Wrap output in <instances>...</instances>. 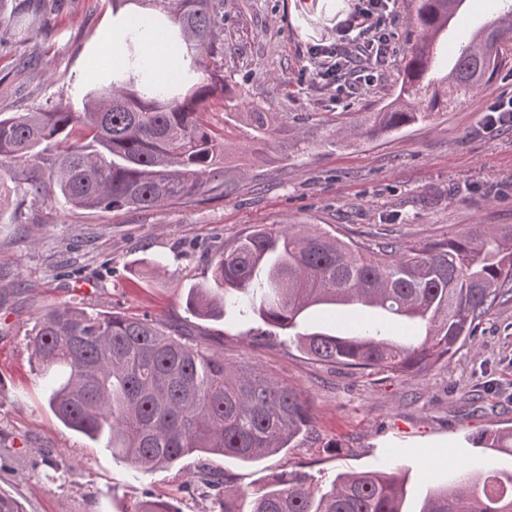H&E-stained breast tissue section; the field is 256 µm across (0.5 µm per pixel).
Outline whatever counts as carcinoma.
I'll use <instances>...</instances> for the list:
<instances>
[{"mask_svg":"<svg viewBox=\"0 0 512 512\" xmlns=\"http://www.w3.org/2000/svg\"><path fill=\"white\" fill-rule=\"evenodd\" d=\"M112 11L135 6L126 31L125 66L90 89L86 111L58 106L0 114V190L23 199L50 198L84 209H153L206 194H224L223 133L204 119L210 100L232 107L224 81V0H110ZM443 0H416L410 53L399 90L352 129L359 138L399 132L448 111L452 99L487 87L512 41V14L493 20L476 45L458 47L450 69L432 68L444 26ZM199 72L202 81H186ZM251 143L278 133L267 112L246 113ZM11 185H6V182ZM224 290L190 291L198 315L249 312L281 330L296 327L316 306L359 305L370 311L346 336L313 331L295 336L315 361L365 372L408 376L451 356L477 322L512 295V224H471L461 235L373 249L310 224L259 226L211 260ZM424 329L416 344L385 337L388 320ZM28 346L38 367L68 375L49 405L66 426L139 473L169 467L190 454L256 462L310 434L308 406L250 360L224 363L158 321L67 305L45 310ZM472 445L512 451V429L469 437ZM218 504L233 512L231 478L198 474ZM406 479L392 468L339 475L322 492L304 474L288 473L258 493L253 512H404ZM135 512H180L145 500ZM418 512H512V472L472 466L428 493Z\"/></svg>","mask_w":512,"mask_h":512,"instance_id":"carcinoma-1","label":"carcinoma"}]
</instances>
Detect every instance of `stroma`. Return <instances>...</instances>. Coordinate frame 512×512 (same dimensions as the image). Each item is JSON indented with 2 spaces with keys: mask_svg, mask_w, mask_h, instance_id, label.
Masks as SVG:
<instances>
[{
  "mask_svg": "<svg viewBox=\"0 0 512 512\" xmlns=\"http://www.w3.org/2000/svg\"><path fill=\"white\" fill-rule=\"evenodd\" d=\"M17 2L0 0V113L61 102L82 111L103 42L125 32L121 16L109 0H43L38 28L24 31ZM313 2L306 21L301 0H224V78L238 109L273 113L286 128L262 157L244 128L229 134L224 196L151 210L0 197V493L24 512H134L144 500L212 512L197 482L204 463L241 489L237 512H250L254 494L283 472L307 474L324 490L391 457L415 499L452 481L458 464L512 472V453L469 441L512 427V300L487 313L451 358L410 376L311 360L280 329L259 345L267 326L258 318L202 319L186 309L189 289L212 284L211 257L258 225L315 224L374 247L512 224V125L487 129L483 114L512 96V48L493 82L464 103L391 137L354 138L348 129L398 90L414 4L393 0L385 64L357 60L341 84L316 76L311 49L351 42L357 0ZM80 283L89 291L76 294ZM60 304L183 325L226 364L250 359L304 399L310 434L252 464L192 454L137 473L48 405L55 374L35 365L28 337Z\"/></svg>",
  "mask_w": 512,
  "mask_h": 512,
  "instance_id": "stroma-1",
  "label": "stroma"
}]
</instances>
